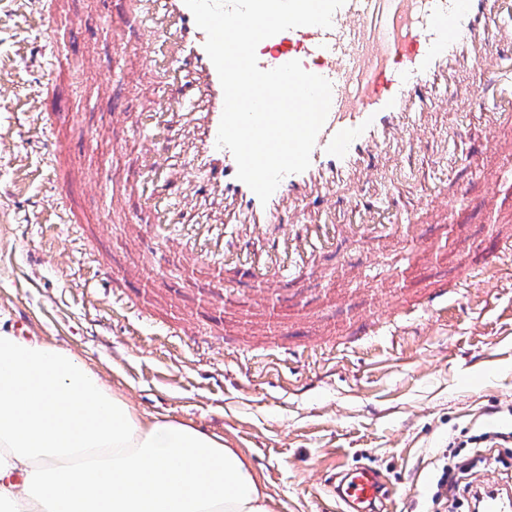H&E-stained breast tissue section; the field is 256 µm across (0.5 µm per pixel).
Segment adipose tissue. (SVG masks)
Wrapping results in <instances>:
<instances>
[{
    "label": "adipose tissue",
    "instance_id": "1",
    "mask_svg": "<svg viewBox=\"0 0 512 512\" xmlns=\"http://www.w3.org/2000/svg\"><path fill=\"white\" fill-rule=\"evenodd\" d=\"M0 512H274L247 457L141 421L73 354L0 331Z\"/></svg>",
    "mask_w": 512,
    "mask_h": 512
}]
</instances>
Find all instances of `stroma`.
Instances as JSON below:
<instances>
[{
    "mask_svg": "<svg viewBox=\"0 0 512 512\" xmlns=\"http://www.w3.org/2000/svg\"><path fill=\"white\" fill-rule=\"evenodd\" d=\"M62 18L44 28L37 14L0 0V328L28 318L35 339L68 351L145 421L170 420L223 438L252 463L275 512H336L321 482L331 469L375 468L391 498L385 512H445L437 496L444 450L471 456L487 432L504 433L478 480L512 474V179L507 162L485 153L479 169L436 152L429 129L420 164L402 179L412 188L432 174L439 222L418 216L403 234L348 237L316 254L318 273L267 292L288 323L269 342L245 322L258 287L231 269L234 293L216 314L207 271L187 274L172 246L125 196L112 194L141 166L133 141L143 112L172 88L151 90L153 75L110 31L119 0H52ZM49 42L42 87L19 55ZM38 95L49 127L35 125ZM111 98L118 116L101 104ZM59 146L47 153L48 142ZM63 187L74 212L62 221L51 202ZM498 196L480 205L487 188ZM500 265L487 266L490 256ZM111 268L112 281L99 271ZM448 308L425 309L437 289ZM412 318L387 341L351 333V318ZM194 319L205 334L177 335Z\"/></svg>",
    "mask_w": 512,
    "mask_h": 512,
    "instance_id": "35a3bbf8",
    "label": "stroma"
}]
</instances>
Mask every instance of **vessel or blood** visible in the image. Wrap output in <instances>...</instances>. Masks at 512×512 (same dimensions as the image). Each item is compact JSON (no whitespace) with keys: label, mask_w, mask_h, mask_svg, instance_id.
Returning a JSON list of instances; mask_svg holds the SVG:
<instances>
[{"label":"vessel or blood","mask_w":512,"mask_h":512,"mask_svg":"<svg viewBox=\"0 0 512 512\" xmlns=\"http://www.w3.org/2000/svg\"><path fill=\"white\" fill-rule=\"evenodd\" d=\"M113 26L117 46L139 33L138 48L158 84L180 83L177 95L146 113L137 135L144 165L129 189L142 201L158 242H175L211 271L236 265L265 237L247 266L255 282L272 285L306 272L315 252L336 236L380 229L394 235L390 209L377 197H354L337 206L344 186L369 185L387 158L408 167L412 145L448 95L461 105L450 133L470 125L471 94L459 77L483 68L481 115L486 149L512 153L498 128L512 112V8L506 0H346L331 28L303 26L262 41L261 69L299 61L332 84V103L317 135L307 170L285 176L268 202L237 176L232 152L217 147L224 93L200 29L184 0H123ZM179 129L188 152L183 165L168 163L160 139ZM206 179L196 182L195 171ZM340 512H378L385 492L377 472L357 467L325 481ZM480 512H512V489L488 483Z\"/></svg>","instance_id":"b4317fda"}]
</instances>
